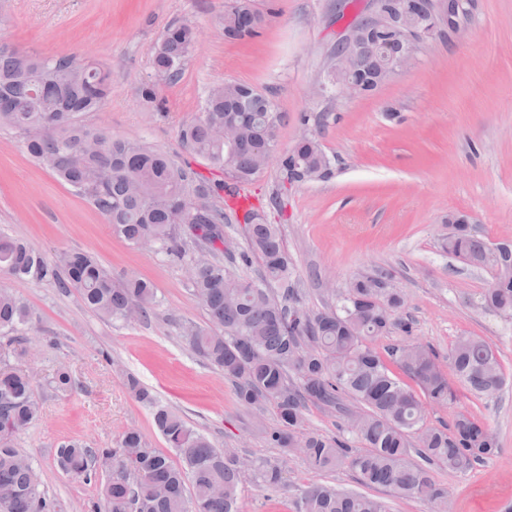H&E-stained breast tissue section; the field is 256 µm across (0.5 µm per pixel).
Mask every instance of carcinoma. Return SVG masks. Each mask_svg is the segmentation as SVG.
Returning <instances> with one entry per match:
<instances>
[{
	"label": "carcinoma",
	"instance_id": "carcinoma-1",
	"mask_svg": "<svg viewBox=\"0 0 512 512\" xmlns=\"http://www.w3.org/2000/svg\"><path fill=\"white\" fill-rule=\"evenodd\" d=\"M262 14L249 0H235L220 25L224 36L255 35ZM197 47V30L173 25L153 59V69L178 80ZM398 50L390 30L358 59L348 77L369 92L388 80L377 63ZM111 89L110 71L76 52L31 57L0 42V127L13 130L42 167L88 199L104 214L112 230L139 244L150 238L166 256L193 268L190 291L212 325L183 328L191 351L235 382L240 405L261 410L271 404L278 424L270 443L284 456H303L317 472L345 466L366 487L390 489L408 499H424L447 507L448 492L434 479L432 466L462 471L498 453V440L471 416L456 415L451 430L425 425L424 402L452 405L455 392L437 364L433 349L409 341L381 356L372 342L394 330L412 332L402 318L403 291L388 287L392 273L375 269L354 277L336 295L335 305L320 312L306 309L292 280V266L276 224L244 214L242 264L262 263L256 282L232 274L218 257L224 244L226 210L237 208L241 191L262 171L260 155L277 145L278 112L271 98L243 83L212 88L202 111L180 130L185 150L235 181L229 188L204 177L168 155L130 139L114 137L82 123L80 115L98 111ZM240 127V144L227 146L216 130ZM284 181L306 183L325 177L330 159L312 137L299 140L281 159ZM211 199L225 193L224 205L199 211L195 192ZM442 248L475 267H489L493 280L483 305L498 314H512V245L492 249L466 224L448 225ZM210 255L207 261L197 250ZM0 274L18 281L53 280L73 288L82 302L110 321H130V311L146 319L154 311L155 289L130 276L112 279L88 253H60L48 263L32 248L0 231ZM274 282L279 291L266 285ZM33 320L26 304L0 288V335L25 341L24 327ZM396 364L419 387L424 399L389 368ZM448 365L473 393L491 396L506 384L494 349L475 336H459L448 351ZM126 386L139 402L153 408L155 426L180 464L150 446L141 432L130 429L115 448H88L70 441L56 451L59 468L71 477L91 479L97 469L108 472L103 501L91 512H240L238 489L251 473L269 491L283 487L277 465L244 462L231 451L216 448L169 408L159 405L139 380ZM342 413L347 432L363 443L353 448L344 438L299 435L308 404ZM39 406L30 379L0 367V512H60L61 506L40 489L35 470L15 446L18 436L37 417ZM422 463L410 461L411 451ZM296 512H388L386 502L357 492H342L327 483L303 490Z\"/></svg>",
	"mask_w": 512,
	"mask_h": 512
}]
</instances>
